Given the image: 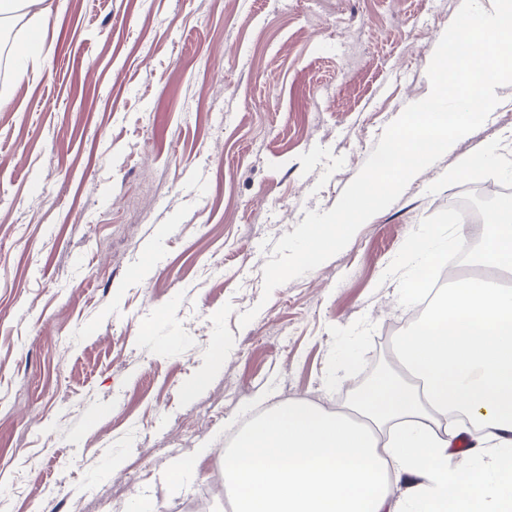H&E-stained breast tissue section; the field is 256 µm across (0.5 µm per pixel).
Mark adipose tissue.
Instances as JSON below:
<instances>
[{
  "label": "adipose tissue",
  "mask_w": 512,
  "mask_h": 512,
  "mask_svg": "<svg viewBox=\"0 0 512 512\" xmlns=\"http://www.w3.org/2000/svg\"><path fill=\"white\" fill-rule=\"evenodd\" d=\"M478 264L512 273L511 199ZM395 348L402 374L375 378L350 410L289 400L238 435L224 451L233 512H512V288L450 283ZM469 425L480 447L459 465L450 448Z\"/></svg>",
  "instance_id": "obj_1"
}]
</instances>
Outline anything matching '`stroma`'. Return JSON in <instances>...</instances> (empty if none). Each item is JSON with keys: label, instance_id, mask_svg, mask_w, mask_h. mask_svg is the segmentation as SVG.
Instances as JSON below:
<instances>
[{"label": "stroma", "instance_id": "1", "mask_svg": "<svg viewBox=\"0 0 512 512\" xmlns=\"http://www.w3.org/2000/svg\"><path fill=\"white\" fill-rule=\"evenodd\" d=\"M53 2L0 101V512H231L225 448L274 404H344L409 330L407 283L461 246L453 201L512 192V87L266 299L275 242L428 96L462 0Z\"/></svg>", "mask_w": 512, "mask_h": 512}]
</instances>
